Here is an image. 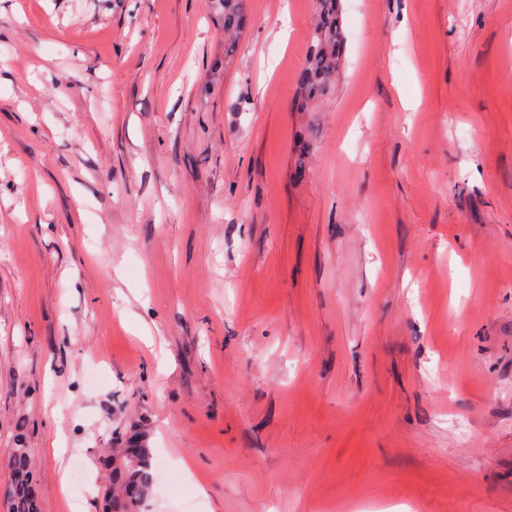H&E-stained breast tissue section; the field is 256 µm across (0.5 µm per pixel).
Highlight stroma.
I'll return each instance as SVG.
<instances>
[{"label":"stroma","instance_id":"1","mask_svg":"<svg viewBox=\"0 0 512 512\" xmlns=\"http://www.w3.org/2000/svg\"><path fill=\"white\" fill-rule=\"evenodd\" d=\"M0 0V487L512 512V0ZM244 0H219L217 5L224 18V34L230 36L242 27ZM306 61L295 85L297 110L328 96L334 86L344 49L339 0H316V20L310 35ZM8 466L11 473L10 481L6 485L9 512H40L39 498L31 493L33 470L28 450L10 449ZM112 458L105 456L104 470L109 472L112 482L111 494L104 497L112 500L111 512H132L142 510L151 490L150 449L137 448L128 453L125 448H109ZM116 459L118 462L116 463Z\"/></svg>","mask_w":512,"mask_h":512}]
</instances>
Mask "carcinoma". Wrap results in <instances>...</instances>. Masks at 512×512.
<instances>
[{"mask_svg":"<svg viewBox=\"0 0 512 512\" xmlns=\"http://www.w3.org/2000/svg\"><path fill=\"white\" fill-rule=\"evenodd\" d=\"M224 18V33L232 34L242 27L244 0H218ZM344 49L339 0H316V20L311 32L306 61L298 72L295 85L296 108L307 107L328 96L334 86ZM112 456L103 458L104 470L109 472L112 491L111 512H137L146 503L153 478L150 449H110ZM10 481L6 497L9 512H40L39 498L32 495V462L28 450H9Z\"/></svg>","mask_w":512,"mask_h":512,"instance_id":"obj_1","label":"carcinoma"}]
</instances>
